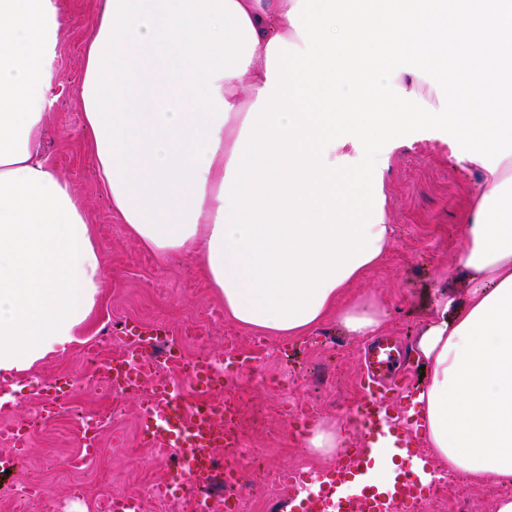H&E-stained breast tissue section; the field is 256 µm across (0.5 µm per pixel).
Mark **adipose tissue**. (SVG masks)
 I'll list each match as a JSON object with an SVG mask.
<instances>
[{
  "label": "adipose tissue",
  "instance_id": "adipose-tissue-1",
  "mask_svg": "<svg viewBox=\"0 0 512 512\" xmlns=\"http://www.w3.org/2000/svg\"><path fill=\"white\" fill-rule=\"evenodd\" d=\"M65 26L60 0H0L5 381L80 343L107 288L43 150ZM83 61L80 134L113 212L159 262L198 260L225 317L265 336L332 315L380 335L378 295L344 296L395 239L390 153L446 132L481 171L469 291L417 341L407 422L449 473L512 482V0H101Z\"/></svg>",
  "mask_w": 512,
  "mask_h": 512
}]
</instances>
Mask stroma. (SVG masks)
I'll return each mask as SVG.
<instances>
[{
  "instance_id": "obj_1",
  "label": "stroma",
  "mask_w": 512,
  "mask_h": 512,
  "mask_svg": "<svg viewBox=\"0 0 512 512\" xmlns=\"http://www.w3.org/2000/svg\"><path fill=\"white\" fill-rule=\"evenodd\" d=\"M99 4L100 0H61L68 25L61 38L54 77L57 101L48 116L44 149L57 174L72 185L91 213L108 293L86 341L51 357L34 370L33 382L11 391L9 401L0 404V422L31 421L41 410L43 387L51 379L71 382L68 404L38 427L25 447L17 450L1 439L0 454H16L18 466L40 475L57 512H88L87 502L72 494L82 476L64 461L80 450L81 417L96 414L108 402L112 416L98 433L107 479L90 485L91 496L143 494L149 482L166 479L157 451L139 438V421L148 404L145 395H107L96 374L101 363L129 353L128 345L113 339V326L142 322L162 324L182 337L188 356L221 358L229 352L243 361L244 369L225 386L244 404L242 446L266 458L274 470L305 465L321 472L329 460L311 454L301 436L317 421L328 420L343 425L347 443H361L349 409L365 385L366 342L349 335L333 318L306 336L259 337L225 318L224 306L196 260L175 257L158 263L128 236L97 183L93 158L80 135L82 48ZM448 154L440 132L421 133L394 150L386 191L396 238L381 263L349 290L353 297L377 292L388 312L386 332L411 346L431 320L443 290L453 289L460 298L467 292L455 265L478 173L453 163ZM275 375L287 376V392L265 387V378ZM285 405L293 408V415H278V408ZM429 473L434 486L461 485L468 495L443 506L424 502L420 512H493L498 498L512 494V484L451 475L436 462Z\"/></svg>"
}]
</instances>
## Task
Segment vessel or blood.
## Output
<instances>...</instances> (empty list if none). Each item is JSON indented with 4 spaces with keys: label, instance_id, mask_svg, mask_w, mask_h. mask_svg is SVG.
Here are the masks:
<instances>
[{
    "label": "vessel or blood",
    "instance_id": "b4317fda",
    "mask_svg": "<svg viewBox=\"0 0 512 512\" xmlns=\"http://www.w3.org/2000/svg\"><path fill=\"white\" fill-rule=\"evenodd\" d=\"M161 333V328L153 326L122 328L118 337L123 341L134 339V352L107 362L101 372L103 379L109 380L115 388L138 390L148 370L155 366L157 354L153 342ZM407 359L406 347L394 337H382L371 345L364 358L363 374L368 383L352 408L357 424L367 435L368 445L345 449L325 475L302 478L301 484L307 487L308 493L300 502L289 503L290 512H350L354 507L359 512H379L381 503L387 500L400 504L405 512H412L425 500L430 485L423 483L420 474L409 472L399 474L389 486L366 484L355 495L346 493L347 488L356 483L359 476L368 473L379 459L380 451L375 443L385 428L393 424L391 417L380 414L379 385L394 382ZM171 361V371L187 376L196 396L186 398L178 386L170 382L157 387L141 420L139 435L149 447L176 449L173 470L163 489L167 492L188 491L200 504L205 500L204 490L213 470L222 469L224 481L230 485L240 481L244 472L236 466L217 464V449L236 443L229 428L231 418L225 414L223 402L216 397L223 387V374L204 361L185 365L176 350L171 353ZM47 392L48 398L41 409V418L45 421L53 418L61 405L69 400L71 389L69 383L55 382L48 385ZM323 482L334 490L335 502L311 493V485Z\"/></svg>",
    "mask_w": 512,
    "mask_h": 512
}]
</instances>
